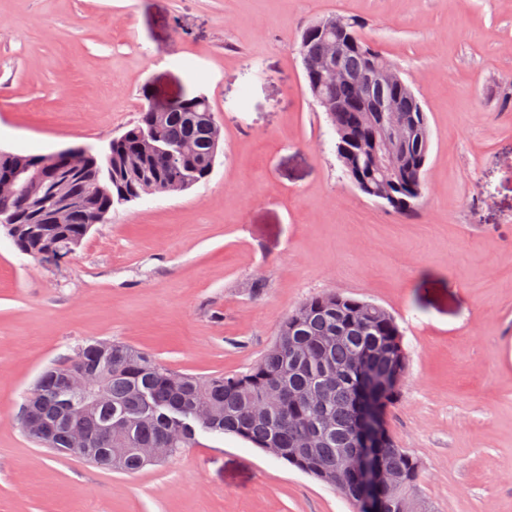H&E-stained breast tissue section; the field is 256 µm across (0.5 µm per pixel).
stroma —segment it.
<instances>
[{
  "instance_id": "stroma-1",
  "label": "stroma",
  "mask_w": 512,
  "mask_h": 512,
  "mask_svg": "<svg viewBox=\"0 0 512 512\" xmlns=\"http://www.w3.org/2000/svg\"><path fill=\"white\" fill-rule=\"evenodd\" d=\"M334 14L364 20L427 115L412 217L344 176L308 90L300 34ZM199 94L222 129L207 180L117 207L61 266L0 228V512H356L229 434L126 474L21 425L79 344L231 375L332 290L403 332L386 423L433 512H512V0H0L1 150L96 154L142 109Z\"/></svg>"
}]
</instances>
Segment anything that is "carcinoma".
Instances as JSON below:
<instances>
[{"mask_svg": "<svg viewBox=\"0 0 512 512\" xmlns=\"http://www.w3.org/2000/svg\"><path fill=\"white\" fill-rule=\"evenodd\" d=\"M376 47L355 37L345 50L341 65L358 74L366 69ZM374 91L354 82L333 83L319 91L316 101L333 108L327 113L336 132L337 153L345 176L371 197L386 184L395 204H383L401 217L414 214L425 188V167L430 151L428 119L419 99L407 83L389 86L384 95L410 121L412 135L404 143V158L399 172L382 180L372 161L356 152V143L372 136L371 101ZM215 122L209 101L198 96L184 97L167 112L144 109L131 128L112 138L106 155L97 157L84 170L63 167L53 180L66 181L83 191V206L62 224H31L28 204L18 208L15 224L3 228L16 248L35 259L51 264L70 254L89 233L103 222L102 213L131 202L129 195L153 179L159 193L190 188L186 180L198 183L211 174L216 150L211 124ZM190 141L194 152L170 158L161 153ZM51 183H23L15 201L28 195L43 196ZM316 349L308 358L300 355ZM356 352L371 361L372 370L386 377L393 362L408 369L402 332L385 308L330 291L305 301L280 324L272 347L247 371L233 375L194 376L180 373L153 355L122 342L82 344L65 363L45 370L37 379L24 413L35 412L55 426L54 435L38 440L45 448L68 452L69 431L60 425L69 405L59 390L63 372L83 367L106 372L105 398L82 416L80 427L88 446L99 449L90 462L114 471L133 473L161 459L150 456L153 448L171 449L170 457L180 455L196 441V430L185 428L178 439L169 441L172 427L166 412L175 411L198 422L210 433L232 434L271 456L282 459L302 472L330 486H336V468L342 448H349L356 434V406L359 394L356 380L344 370ZM324 386L320 403L311 405L306 396L317 385ZM282 387L286 396L268 416L257 413L266 403V393ZM401 389H389L374 397L379 416L398 402ZM332 422L320 436L318 446L303 450L301 439L314 432L318 421ZM112 448V463H107L102 448ZM378 460L400 474L395 490H384L378 498L385 512H432L429 504L413 500L422 470L421 462L397 446L394 439L378 445ZM338 491L365 512V490L352 479Z\"/></svg>", "mask_w": 512, "mask_h": 512, "instance_id": "obj_1", "label": "carcinoma"}]
</instances>
